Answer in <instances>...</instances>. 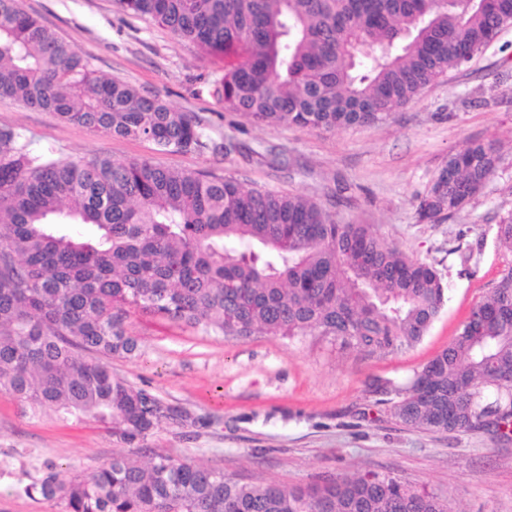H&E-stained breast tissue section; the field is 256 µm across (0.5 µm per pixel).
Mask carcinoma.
<instances>
[{
  "label": "carcinoma",
  "mask_w": 512,
  "mask_h": 512,
  "mask_svg": "<svg viewBox=\"0 0 512 512\" xmlns=\"http://www.w3.org/2000/svg\"><path fill=\"white\" fill-rule=\"evenodd\" d=\"M206 54L224 55L227 112L331 131L387 120L512 25V0H117ZM0 98L95 135L161 152L230 154L203 121L101 77L20 6L0 0ZM496 144L451 154L419 202L438 222L494 175ZM512 253V212L497 224ZM435 267L372 224L343 223L293 193L147 159L38 151L0 126V392L37 416L90 419L140 447L174 411L101 361L131 357L127 328L150 315L205 335L291 340L317 334L386 356L440 314ZM99 358L88 360L83 353ZM398 421L433 432L512 425V263L452 342L398 391ZM64 512H451L439 497L368 472L284 487L155 453L88 473L53 463L24 488Z\"/></svg>",
  "instance_id": "carcinoma-1"
}]
</instances>
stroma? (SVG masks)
Masks as SVG:
<instances>
[{"label": "stroma", "instance_id": "obj_1", "mask_svg": "<svg viewBox=\"0 0 512 512\" xmlns=\"http://www.w3.org/2000/svg\"><path fill=\"white\" fill-rule=\"evenodd\" d=\"M23 9L118 79L206 121L230 139V155L159 153L145 140L98 136L54 114L0 100V125L20 127L35 148L73 159L105 154L151 159L165 168L211 172L244 187L297 193L371 224L389 243L432 264L445 304L421 342L387 356L340 350L317 336L291 341L208 336L147 316L128 328L134 356H113L114 374L181 413L134 450L90 421L25 413L0 393V512H63L24 486L45 462L86 472L113 455L148 460L161 452L241 480L296 486L372 471L437 494L453 512H512V438L487 432L438 433L391 414L396 391L445 349L471 308L492 288L505 258L496 243L512 211V27L471 61L396 108L384 124L333 131L256 124L225 111L215 93L222 60L203 54L114 0H21ZM500 145L493 177L464 211L423 220L420 199L449 154L473 142Z\"/></svg>", "mask_w": 512, "mask_h": 512}]
</instances>
